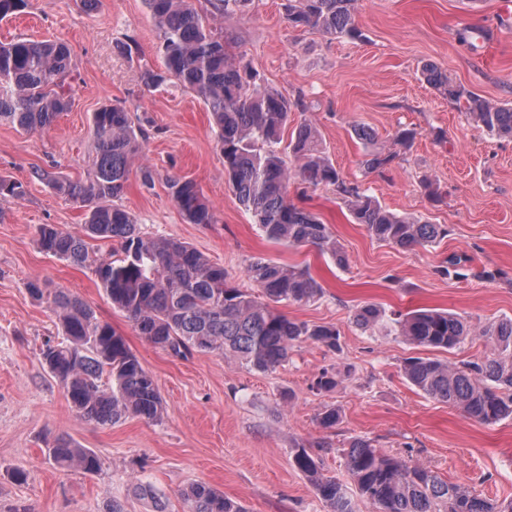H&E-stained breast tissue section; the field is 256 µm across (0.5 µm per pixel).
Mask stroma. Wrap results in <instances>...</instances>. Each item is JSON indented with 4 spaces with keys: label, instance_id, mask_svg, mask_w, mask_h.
<instances>
[{
    "label": "stroma",
    "instance_id": "obj_1",
    "mask_svg": "<svg viewBox=\"0 0 512 512\" xmlns=\"http://www.w3.org/2000/svg\"><path fill=\"white\" fill-rule=\"evenodd\" d=\"M501 2L357 0L359 40L292 27L288 0H251L220 18L230 53L242 57L256 85L303 103L296 119L317 128L345 181L361 184L389 211L450 230L430 246L392 247L354 223L333 188L308 189L305 206L330 225L346 256L342 267L314 247L266 241L225 181L204 103L175 83L155 90L142 84L143 69L164 67L143 0H101L94 9L81 0H29L24 13L0 21V41H59L73 59L69 109L49 129L27 134L0 124V174L27 185L24 200L0 204V512H102L110 496L126 512H153L150 501L131 493L140 480L163 491L167 512H183L180 493L193 482L207 483L247 512H324L292 466L291 451L299 443L321 445L324 474L344 482L342 450L354 437L487 498H512V419L481 425L424 396L401 365L429 356V349L363 330L353 318L367 303L402 312L448 310L474 332L448 354L458 362L481 360V327L512 317V140L477 127L464 104L449 101L423 75L431 64L489 102H512V30L502 24ZM115 100L126 102L145 133L120 199L141 232L188 242L248 290L253 259L309 265L323 297L278 310L299 322L335 324L340 350L300 342L268 372L217 351L172 357L136 333L91 268L39 249L38 225L81 233L84 209L31 179L32 168L53 165L65 178L86 179L91 115ZM359 126L372 130V138L359 139ZM401 129L414 130L415 138L399 150L393 137ZM392 150L398 156L385 169L362 167L366 153ZM141 167L152 170L153 188L142 186ZM173 177L194 180L219 223H188L169 193ZM451 255L462 259L460 276L438 274L437 265ZM32 279L78 295L126 338L157 384L160 421L101 426L72 410L41 359L45 342L61 334L48 304L29 295ZM325 370L336 373V388L313 389ZM327 406L341 414L329 429L318 421ZM62 436L97 453L101 470L57 469L48 450ZM19 469L27 470L26 481L16 480Z\"/></svg>",
    "mask_w": 512,
    "mask_h": 512
}]
</instances>
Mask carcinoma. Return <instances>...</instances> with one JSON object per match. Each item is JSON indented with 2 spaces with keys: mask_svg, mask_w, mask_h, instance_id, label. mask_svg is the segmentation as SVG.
Masks as SVG:
<instances>
[{
  "mask_svg": "<svg viewBox=\"0 0 512 512\" xmlns=\"http://www.w3.org/2000/svg\"><path fill=\"white\" fill-rule=\"evenodd\" d=\"M197 0H146L159 33L165 70H144L142 81L157 88L169 80L192 91L210 112L224 158V177L239 203L270 243L300 248L314 246L336 265L346 262L329 225L289 198L291 183L316 188L334 186L349 199L355 223L378 242L399 248L427 246L448 236V228L396 215L359 185L346 182L324 155L314 127L297 123L288 148L295 165H287L278 145L293 121L298 104L274 90L251 86L253 74L235 60L224 44L216 16L244 7L249 0H209L214 12L196 7ZM356 0H288V21L333 37H361L355 19ZM28 0H0V19L24 11ZM72 72L69 48L51 40L18 37L0 43V123L26 133L48 129L69 106ZM428 83L447 91L448 99H466L473 121L489 134L512 138V102L491 104L448 82L438 68L425 71ZM95 139L88 178L69 181L37 167L31 177L79 202L85 208L84 235L53 224L37 228L42 252L77 266L94 265L95 275L112 305L123 311L148 342L184 358L192 352L219 351L254 370L265 372L288 361L290 347L312 341L332 351L340 348V331L331 323L309 324L289 319L271 304H308L323 295L309 267L258 258L247 267L260 288L256 296L232 285L224 266L175 238L140 234L136 221L114 202L126 188L139 152L143 130L121 102L101 106L91 116ZM171 197L191 224H217L219 217L192 179L172 177ZM26 185L0 175V203L18 202ZM117 241L120 257H93L91 242ZM27 290L45 299L56 314L62 340L46 342L43 364L63 386L66 398L83 420L115 425L128 417L157 421L162 402L152 375L141 365L124 336L95 317L78 296L43 288L36 280ZM354 321L364 330H384L417 346L448 352L468 341L471 330L448 311L423 309L386 314L374 304L358 307ZM487 354L459 365L412 356L404 360L406 380L425 396L462 410L473 421L493 425L512 419V318L484 325L479 332ZM64 470L94 474L98 455L65 437L49 449ZM350 483L322 473V459L311 447L292 448V464L311 483L326 512H356V500L372 503L377 512H512V499L493 501L433 470L382 453L370 440L356 437L343 451ZM166 512L163 494L150 482L136 486ZM184 512H246L238 502L203 482L181 492Z\"/></svg>",
  "mask_w": 512,
  "mask_h": 512,
  "instance_id": "carcinoma-1",
  "label": "carcinoma"
}]
</instances>
